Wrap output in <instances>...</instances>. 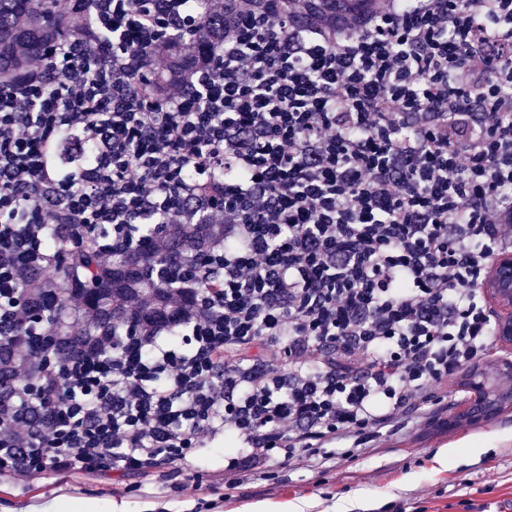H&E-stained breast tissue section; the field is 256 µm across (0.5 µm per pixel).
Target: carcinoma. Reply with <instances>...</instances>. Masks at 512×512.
Listing matches in <instances>:
<instances>
[{"instance_id":"carcinoma-1","label":"carcinoma","mask_w":512,"mask_h":512,"mask_svg":"<svg viewBox=\"0 0 512 512\" xmlns=\"http://www.w3.org/2000/svg\"><path fill=\"white\" fill-rule=\"evenodd\" d=\"M201 15L197 24L181 26L178 31L169 32L172 43H179L188 37L206 39L205 46L213 59L224 62V19L208 20L206 0H192ZM82 36L79 18L58 16L53 11L51 0H0V88L15 86L25 70L26 59L39 52L60 48ZM148 106L155 112H166L169 104L145 88L137 98L128 102V107L137 109ZM21 205L7 213L0 214V224H22L29 212L43 208L39 193L27 188L20 191ZM43 231V252L56 259L51 265L29 266L25 282L20 284L15 302L27 307L30 320L13 321L0 319V401L5 403L17 394L27 396L22 406L35 420L48 417L49 403L43 392L38 369L51 367L61 376L67 375L70 355L74 348L92 341L104 332H123V325L131 326L130 332L142 333L148 324L140 319L129 321L121 315V303L130 292L140 295L147 305L164 302L174 290L177 278L169 274L168 257L164 253L145 251L132 244L112 248V226L100 224L91 236L83 234L75 224L52 223L47 218ZM168 247L174 252H188V267L199 271L200 284L208 288V272L199 270L197 257L201 250L196 248L194 228L183 224L171 235ZM102 249L112 252V267L103 269L97 262ZM34 281L46 285L42 294L34 297L26 282ZM85 298L88 305L97 312L98 320L86 325L80 324L71 311L70 303L75 294ZM55 337L53 351H45L37 345L40 335ZM25 346L34 343L36 347L26 350L31 365L28 372L16 368L13 344ZM486 378V372L468 369L460 375L457 386L470 393L476 392L485 400L482 411L489 418L502 410L503 405L512 403V390L489 395L477 378Z\"/></svg>"}]
</instances>
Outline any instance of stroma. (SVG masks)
I'll return each instance as SVG.
<instances>
[{
	"label": "stroma",
	"instance_id": "obj_1",
	"mask_svg": "<svg viewBox=\"0 0 512 512\" xmlns=\"http://www.w3.org/2000/svg\"><path fill=\"white\" fill-rule=\"evenodd\" d=\"M464 392L436 390L424 424L391 430L380 443L337 451L321 467L296 462L270 481L229 485L201 462L177 461L163 472L127 477L43 470L29 482L0 476V512H38L56 500L85 501L101 512H512V408L479 421L447 425Z\"/></svg>",
	"mask_w": 512,
	"mask_h": 512
}]
</instances>
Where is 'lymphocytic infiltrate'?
Here are the masks:
<instances>
[{"mask_svg":"<svg viewBox=\"0 0 512 512\" xmlns=\"http://www.w3.org/2000/svg\"><path fill=\"white\" fill-rule=\"evenodd\" d=\"M148 6L134 18L108 0L97 26L121 20L149 55L89 57L75 41L55 70L31 56L27 83L0 94V208L35 186L55 223L98 215L116 242L163 212L140 237L152 250L204 214L224 228L199 261L219 271L221 302L207 306L173 261L178 289L133 350L98 337L107 364L43 373L52 425L16 410L0 422V473L128 476L192 456L264 480L303 457L326 464L339 442L380 441L498 334L481 284L512 254V0H376L350 23L213 0L235 50L218 83L192 41L180 53L194 79L173 73L162 34L182 25L183 0ZM257 32L265 49L245 44ZM46 78L61 95L39 105ZM145 85L175 111L129 108ZM199 89L224 122L184 111ZM219 167L232 174L223 199L198 198ZM43 224L0 225V294L43 258Z\"/></svg>","mask_w":512,"mask_h":512,"instance_id":"f902f5d3","label":"lymphocytic infiltrate"}]
</instances>
